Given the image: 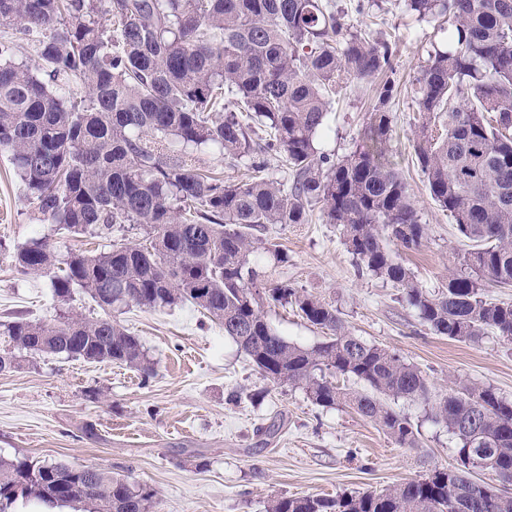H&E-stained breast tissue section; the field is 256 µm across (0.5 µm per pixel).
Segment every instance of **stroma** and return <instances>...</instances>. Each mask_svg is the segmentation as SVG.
<instances>
[{"mask_svg": "<svg viewBox=\"0 0 512 512\" xmlns=\"http://www.w3.org/2000/svg\"><path fill=\"white\" fill-rule=\"evenodd\" d=\"M353 28L398 40L394 60L393 160L418 202L428 236L415 251L392 252L426 291L448 284L458 271L461 241L447 212L427 195L412 138L420 119L412 81L434 47H447L437 22H420L401 0H335ZM375 97L373 85L337 86L327 133L316 147L333 159L350 153ZM52 238L59 255L107 249L141 239L138 226H114L98 238L58 233L40 221L0 149V323L22 317L50 321L73 312L101 313L81 289L59 302L46 277L23 274L17 252L31 240ZM287 253L275 263L257 252L266 280L285 281L335 307L345 328L418 367L433 395L476 384L512 398V342L487 334L457 342L423 325L402 289L359 272L339 225L311 215L305 224H273L265 231ZM271 327L288 341L311 347L323 339L289 306L262 304ZM115 317L136 336L155 373L110 362L43 355L0 373V456L26 455L73 466L98 465L154 489L156 512H265L274 496L380 491L448 465L454 443L428 406L398 401L419 430V445L403 448L373 422L349 408H321L297 387L270 388L223 329L201 310L172 305L146 310L134 305Z\"/></svg>", "mask_w": 512, "mask_h": 512, "instance_id": "obj_1", "label": "stroma"}]
</instances>
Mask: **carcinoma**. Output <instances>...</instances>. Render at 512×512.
I'll list each match as a JSON object with an SVG mask.
<instances>
[{"label":"carcinoma","instance_id":"cac0c4a2","mask_svg":"<svg viewBox=\"0 0 512 512\" xmlns=\"http://www.w3.org/2000/svg\"><path fill=\"white\" fill-rule=\"evenodd\" d=\"M419 20L451 21L450 48L429 55L415 77L421 123L414 154L432 201L472 243L431 294L387 248L418 249L427 236L392 152L393 86L385 83L355 149L339 161L318 153L336 84L394 69L386 38L351 30L331 0H0V21L35 38L41 66L14 62L0 39V147L42 221L100 236L116 224L143 227L144 241L70 252L41 238L23 247L25 274L51 277L66 301L80 288L104 315L71 314L0 323L9 347L0 372L23 355L154 368L112 310L191 305L224 329L274 387H300L322 408L347 407L403 448L418 445L411 419L389 401L431 405L455 441V463L379 492L273 497L266 512H512V401L464 385L432 397L414 365L345 330L337 310L286 282L265 300L291 305L321 329L304 348L265 320L253 256L269 224H306L320 206L342 226L357 267L404 290L422 323L473 342L492 332L512 342V303L493 302L486 283L512 285V0H404ZM79 83L84 96L74 97ZM252 160L249 183L226 184L198 153ZM282 154L291 185L262 175ZM341 375L363 385L343 388ZM488 469L500 488L477 483ZM20 499L92 512H153L155 490L98 466L27 456L0 459V512Z\"/></svg>","mask_w":512,"mask_h":512}]
</instances>
